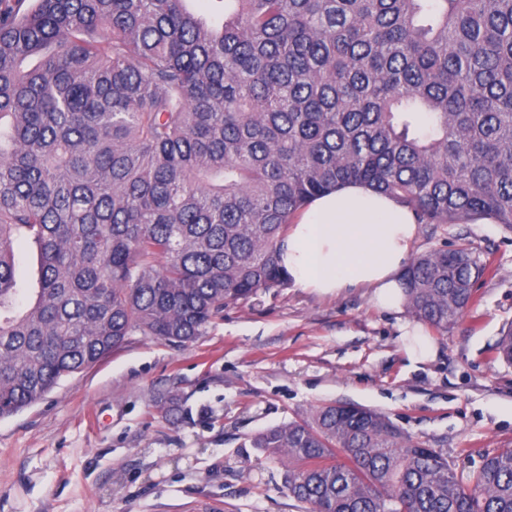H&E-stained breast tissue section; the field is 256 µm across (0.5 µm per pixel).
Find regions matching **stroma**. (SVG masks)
<instances>
[{
    "instance_id": "35a3bbf8",
    "label": "stroma",
    "mask_w": 512,
    "mask_h": 512,
    "mask_svg": "<svg viewBox=\"0 0 512 512\" xmlns=\"http://www.w3.org/2000/svg\"><path fill=\"white\" fill-rule=\"evenodd\" d=\"M460 247L488 269L423 362L405 350L408 311L377 308L365 288H274L187 344L134 333L0 418V512H307L288 462L250 439L336 403L385 414L471 475L512 448V365L495 353L512 325V232L423 224L412 252Z\"/></svg>"
}]
</instances>
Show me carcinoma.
Segmentation results:
<instances>
[{"label": "carcinoma", "instance_id": "cac0c4a2", "mask_svg": "<svg viewBox=\"0 0 512 512\" xmlns=\"http://www.w3.org/2000/svg\"><path fill=\"white\" fill-rule=\"evenodd\" d=\"M25 2L0 0V417L137 331L191 343L287 287L288 224L338 185L512 231V0ZM485 269L416 256L409 313L448 332ZM496 350L512 363V325ZM250 445L299 463L309 512H512V448L463 479L368 408Z\"/></svg>", "mask_w": 512, "mask_h": 512}]
</instances>
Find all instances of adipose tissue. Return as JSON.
I'll use <instances>...</instances> for the list:
<instances>
[{
  "mask_svg": "<svg viewBox=\"0 0 512 512\" xmlns=\"http://www.w3.org/2000/svg\"><path fill=\"white\" fill-rule=\"evenodd\" d=\"M417 235L408 206L350 183L308 203L288 228L281 262L295 287L322 294L368 288L375 304L397 310Z\"/></svg>",
  "mask_w": 512,
  "mask_h": 512,
  "instance_id": "adipose-tissue-1",
  "label": "adipose tissue"
}]
</instances>
